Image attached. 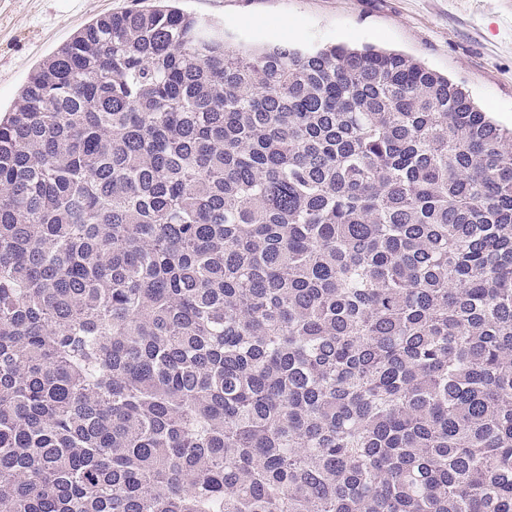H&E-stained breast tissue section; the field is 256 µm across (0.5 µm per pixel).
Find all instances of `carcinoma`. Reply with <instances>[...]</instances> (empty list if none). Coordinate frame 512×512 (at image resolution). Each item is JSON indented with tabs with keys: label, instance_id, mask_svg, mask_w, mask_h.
I'll return each mask as SVG.
<instances>
[{
	"label": "carcinoma",
	"instance_id": "carcinoma-1",
	"mask_svg": "<svg viewBox=\"0 0 512 512\" xmlns=\"http://www.w3.org/2000/svg\"><path fill=\"white\" fill-rule=\"evenodd\" d=\"M0 512H512V130L401 53L86 24L0 118Z\"/></svg>",
	"mask_w": 512,
	"mask_h": 512
}]
</instances>
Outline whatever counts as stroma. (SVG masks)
Wrapping results in <instances>:
<instances>
[{
    "mask_svg": "<svg viewBox=\"0 0 512 512\" xmlns=\"http://www.w3.org/2000/svg\"><path fill=\"white\" fill-rule=\"evenodd\" d=\"M143 0H0V113L29 73L100 16ZM244 41L345 43L404 52L512 128V0H183Z\"/></svg>",
    "mask_w": 512,
    "mask_h": 512,
    "instance_id": "obj_1",
    "label": "stroma"
}]
</instances>
